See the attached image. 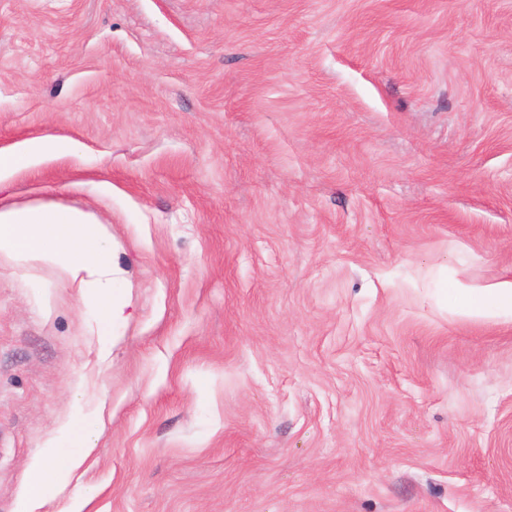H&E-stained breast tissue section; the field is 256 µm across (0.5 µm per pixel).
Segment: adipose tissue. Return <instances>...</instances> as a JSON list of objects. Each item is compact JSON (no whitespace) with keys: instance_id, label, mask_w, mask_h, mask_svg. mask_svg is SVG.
Here are the masks:
<instances>
[{"instance_id":"adipose-tissue-1","label":"adipose tissue","mask_w":512,"mask_h":512,"mask_svg":"<svg viewBox=\"0 0 512 512\" xmlns=\"http://www.w3.org/2000/svg\"><path fill=\"white\" fill-rule=\"evenodd\" d=\"M73 142L34 140L26 146L0 150V177L35 162L73 149ZM20 266H50L61 270L79 290L82 304L104 311L99 330L109 335L117 311L112 289V245L104 227L90 213L54 205L0 206V259ZM459 312L474 319H512V280L481 291L459 288L454 292ZM92 447L81 418H73L59 441L46 452L53 467L34 462L17 512H42L53 486L65 485L90 455Z\"/></svg>"}]
</instances>
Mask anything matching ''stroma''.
Instances as JSON below:
<instances>
[{"label": "stroma", "mask_w": 512, "mask_h": 512, "mask_svg": "<svg viewBox=\"0 0 512 512\" xmlns=\"http://www.w3.org/2000/svg\"><path fill=\"white\" fill-rule=\"evenodd\" d=\"M0 205L95 215L112 341L0 260V512H512V0H0ZM75 147L73 142H59L42 139L29 142L26 146L10 150H0V180L15 170L35 162L37 158L51 156ZM472 288H457L454 303L459 313L474 319H512V280H505L479 292L474 300ZM86 430L87 421L75 416L64 427L60 440L47 447L45 455L52 458L55 465L47 468L41 461L32 464L30 480L20 496L17 512H42L52 487L65 485L71 474L84 463L93 449L85 435Z\"/></svg>", "instance_id": "stroma-1"}]
</instances>
